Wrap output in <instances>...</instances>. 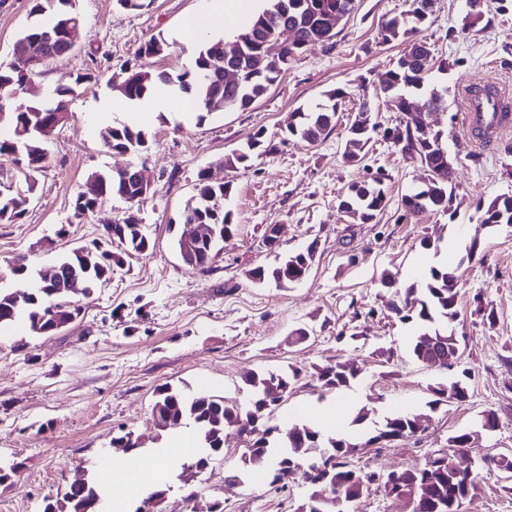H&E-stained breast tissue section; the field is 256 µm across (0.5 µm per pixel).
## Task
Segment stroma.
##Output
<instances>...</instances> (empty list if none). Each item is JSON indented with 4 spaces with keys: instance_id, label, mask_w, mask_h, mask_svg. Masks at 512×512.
<instances>
[{
    "instance_id": "obj_1",
    "label": "stroma",
    "mask_w": 512,
    "mask_h": 512,
    "mask_svg": "<svg viewBox=\"0 0 512 512\" xmlns=\"http://www.w3.org/2000/svg\"><path fill=\"white\" fill-rule=\"evenodd\" d=\"M202 0H145L143 8L123 9L118 0H77L82 39L71 52L48 61L31 77L41 100L50 102L61 87H74L68 125L46 143L48 164L22 219L0 223V289L19 286L12 269L24 259L30 269L50 265L71 249L100 237L126 203L107 200L96 212L77 219L72 203L85 191L92 173L111 172L115 159L99 131L126 123V114H102L101 104L117 98L109 84L126 70L173 74L191 68L193 59L173 37L182 20ZM29 0H0V63L13 60L15 43L30 26ZM470 0H434L425 24L413 27L404 0H357L355 11L337 27L332 44L308 47L264 97L249 108L197 120L173 101L168 112L140 123L150 140L147 155L129 156L152 191L139 217L151 240L149 249L112 252L124 262L110 282L74 296L80 314L61 330L38 335L15 326L0 329V458L17 463L16 474L0 485V512H41L45 500L62 497L75 472L101 462H124L112 438L129 432L143 451L169 448L173 431H159L152 406L161 386L191 389L247 403L246 376L293 367L301 376L276 415L277 421L307 424L321 419L326 432H342L364 443L351 457L355 467L399 472L448 447L454 432L474 425L485 411L497 426L456 463L484 455H512V224L488 231L477 206L512 195V131L479 148L458 133L462 88L497 82L512 88V10L472 16ZM412 29L414 38L432 44L442 69L425 86L443 91L446 107L430 121L444 133L453 161L455 198L449 214L405 211L402 195L425 177L413 160L383 138L397 119L376 88L383 73L403 54L402 41L382 42L380 29L390 19ZM171 40L161 56L140 55L151 37ZM93 79L76 84L77 75ZM343 88L335 126L311 145L282 133L296 112L315 111L325 91ZM370 96L380 131L371 135L365 158L344 163L343 148L362 96ZM264 130L272 153L253 157L249 167H227L222 160ZM231 185L225 205L237 229L207 272L186 268L174 243L180 212L193 193L199 171ZM387 176L386 208L376 223H351L340 206L349 185ZM279 228V249L261 246L270 225ZM444 238L454 254L424 250L425 238ZM481 253L461 262L470 240ZM316 244L308 277L281 288L247 277L258 265L274 264ZM355 265H348V253ZM458 262L460 303L455 332L464 349L460 365L430 369L409 354L413 330L398 321L388 304L394 288L382 286L384 270L400 282L423 277L429 267ZM493 309L494 323L483 321L476 303ZM309 340H292L296 329ZM338 360L354 363L359 375L339 392L318 387L316 367ZM467 373L470 397L463 404L430 407L431 387ZM368 418H352L359 409ZM422 414L416 436L370 444L385 418L397 412ZM246 443L229 434L223 458L191 479L174 476L159 502L137 497L143 512H206L219 502L224 512H295L311 488L294 477L286 489L269 486L263 472L245 464ZM460 512H512V477L498 471L479 475V489Z\"/></svg>"
}]
</instances>
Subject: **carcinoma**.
I'll return each instance as SVG.
<instances>
[{"label":"carcinoma","mask_w":512,"mask_h":512,"mask_svg":"<svg viewBox=\"0 0 512 512\" xmlns=\"http://www.w3.org/2000/svg\"><path fill=\"white\" fill-rule=\"evenodd\" d=\"M266 5L254 19L251 26L227 40H212L201 46L195 58L194 68L172 75L168 72L151 74L145 78L137 72L133 82L120 94L129 99L142 98L155 81L176 85L193 96L199 108L198 119L224 112L228 105L244 110L262 97L288 71L290 64L303 49L312 44H330L336 36V27L345 17L354 12L355 0H265ZM30 15L37 17L52 12V24H32L25 30L22 39L35 44L36 53H41L37 44L39 35L59 26L66 16L79 18L76 0H30ZM291 30L293 40L285 43L275 57L268 55V48L278 44L282 31ZM169 49V42L159 36L152 37L139 50L144 56H161ZM435 65L431 45L424 40L408 43L396 65L387 70L380 79L378 90L387 99L392 111L401 114L409 112L408 93L424 86L425 75ZM237 74L239 81L229 83L224 79L225 71ZM24 85L11 67L0 66V98L10 95L17 87ZM74 92L68 87L56 91L52 105L32 100L20 105L10 113L13 135L0 138V156H15L20 164L21 183L15 190L0 191V222L13 223L24 214L21 209L24 198L35 194L38 175L46 168L47 154L45 138L39 134L44 123ZM346 96L342 88L325 92V107L316 112L297 113V123L288 126V133L300 136L311 145L325 138L332 122L325 115H336L338 102ZM373 121V110L367 98H362L355 119L350 126L342 157L345 162L358 163L367 154L370 133L377 129ZM385 139L403 155L415 160L427 172L422 185L401 197L400 208L406 211H448L452 202V170L448 168V154L441 152L433 143H418L417 128L399 121L384 129ZM103 145L121 163L108 176L100 177L106 184L108 198L128 196L136 198L140 188L134 177L127 175L130 164L122 163L125 155H143L149 148L146 133L128 124L109 125L101 132ZM272 146L266 143L265 132L257 130L247 139L244 148L233 152L225 159L231 167L247 166L255 152L267 153ZM385 175L379 173L371 180L350 185L341 201V207L356 224H371L385 209L387 203L384 188ZM232 187L226 183L216 185L199 173L195 193L186 202L180 216V223L211 224L216 239L231 236L236 231L233 212L225 209L219 213L209 208L208 198L214 194L230 197ZM480 223L494 226L512 224V197H496L487 206H477ZM104 238L114 239L131 252H143L150 247V238L144 233L136 213L128 215L127 221L105 227ZM94 249L90 257V270L81 265V258L70 252L53 265L37 272V282L29 288L30 296L20 298L15 291H0V327L8 326L21 319L29 322L37 334H46L66 322L73 315L72 301L68 292V280L73 271L82 272L89 287L112 278V266H119L122 257L104 248L101 241L92 242ZM316 246L311 244L305 250L291 253L271 267L262 265L249 270L248 276L254 283L273 282L279 287L296 283L300 276L308 275L313 264ZM218 253L215 246L200 244L194 248V257L185 262L191 269L204 270ZM398 302L392 304V311L398 320L415 329L411 353L422 363L433 352L432 341L443 343V357L452 356L459 347V340L450 325L457 318L458 275L457 269L445 266L430 267L426 278L420 282L404 284L397 289ZM359 374L354 364L330 363L316 368L314 377L320 386L341 390L350 386ZM300 377L297 369L287 372L256 374L248 379L252 397L244 406L223 396L207 393L189 394L180 388L164 386L158 389L157 399L152 408L156 427L166 431L185 424L193 429L197 451L187 466L189 476L199 474V468L207 466L217 456L224 454L225 431L233 429L247 440L245 460L251 465L264 461L269 485H286L302 462L316 459L325 466L329 479L335 486L337 497L327 504L304 503L305 512H350V502L358 501L375 482V475L364 473L350 465L349 458L360 448L375 441L390 442L408 438L422 428V415L414 412L394 414L385 419L378 434L364 443L351 438L334 435L326 436L314 426L300 427L298 439H285L279 423L271 414L280 403L268 398V394L280 392L288 395ZM433 400L429 407L434 409L454 397V402L464 403L469 398V389L461 379L440 384L431 389ZM476 440L474 430L465 429L454 433L448 439V446L463 450L468 443ZM399 479L404 489L414 498L412 512H458L461 501L474 496L478 489V476L471 478L457 474L448 466L441 455H433L424 462L415 464L401 472ZM97 491V481L84 473L75 474L61 502H48L42 512H100L89 508V501Z\"/></svg>","instance_id":"obj_1"}]
</instances>
